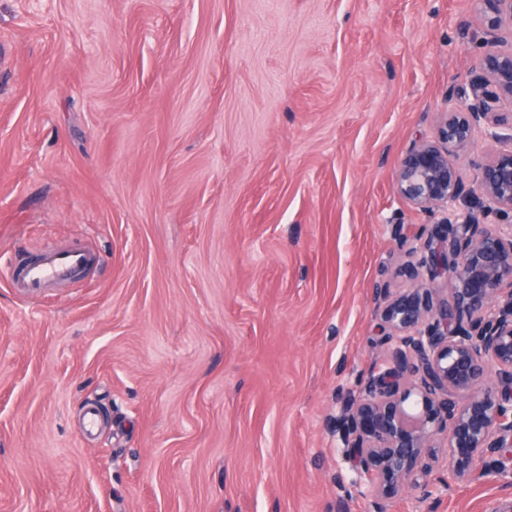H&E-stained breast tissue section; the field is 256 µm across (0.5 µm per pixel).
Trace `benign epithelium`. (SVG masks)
Here are the masks:
<instances>
[{"label":"benign epithelium","mask_w":512,"mask_h":512,"mask_svg":"<svg viewBox=\"0 0 512 512\" xmlns=\"http://www.w3.org/2000/svg\"><path fill=\"white\" fill-rule=\"evenodd\" d=\"M483 77L462 107L445 110L436 133L409 148L394 173L398 195L437 213V245L413 237L400 273L407 288L380 282L383 351L357 380L355 402L336 415V436L354 464L353 486L370 512H393L413 490L423 497L451 483L495 475L512 487V224L486 219L512 213V0H478ZM496 141L492 159L471 163V186L453 157L477 135ZM439 279L450 295L434 301Z\"/></svg>","instance_id":"7a95c632"}]
</instances>
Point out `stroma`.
<instances>
[{
	"instance_id": "1",
	"label": "stroma",
	"mask_w": 512,
	"mask_h": 512,
	"mask_svg": "<svg viewBox=\"0 0 512 512\" xmlns=\"http://www.w3.org/2000/svg\"><path fill=\"white\" fill-rule=\"evenodd\" d=\"M475 0H0V512H368L331 418L437 216ZM100 418L88 424L86 414ZM395 512H512L489 475ZM85 262L86 257L78 251L53 252L40 257L24 275L19 274V269H13L10 279L23 283L22 286L30 291H37L47 282L80 269Z\"/></svg>"
}]
</instances>
